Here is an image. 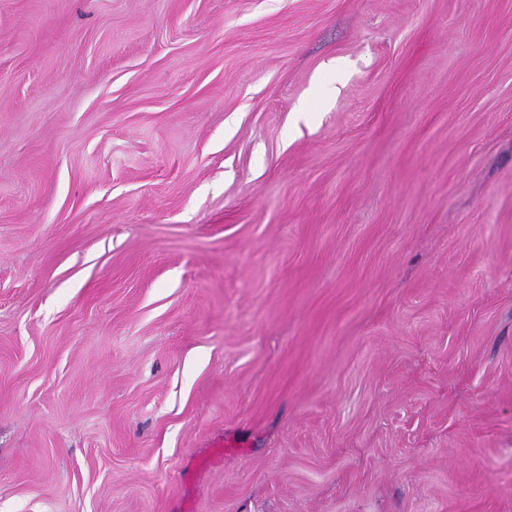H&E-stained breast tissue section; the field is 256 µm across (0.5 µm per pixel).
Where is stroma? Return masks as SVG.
Instances as JSON below:
<instances>
[{"label":"stroma","mask_w":512,"mask_h":512,"mask_svg":"<svg viewBox=\"0 0 512 512\" xmlns=\"http://www.w3.org/2000/svg\"><path fill=\"white\" fill-rule=\"evenodd\" d=\"M0 512H512V0H0Z\"/></svg>","instance_id":"35a3bbf8"}]
</instances>
